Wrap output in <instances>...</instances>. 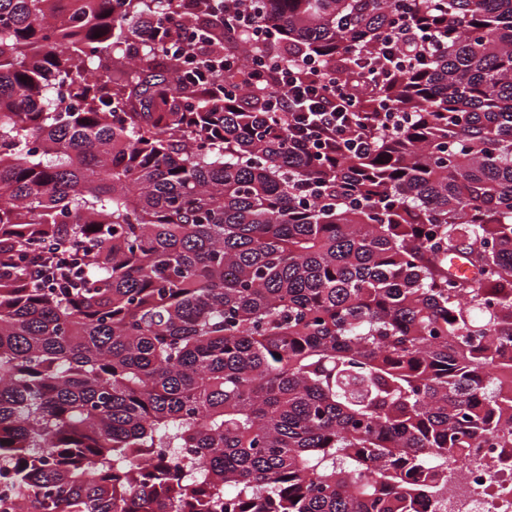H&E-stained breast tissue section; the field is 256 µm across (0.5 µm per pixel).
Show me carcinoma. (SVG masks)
Returning <instances> with one entry per match:
<instances>
[{
  "mask_svg": "<svg viewBox=\"0 0 512 512\" xmlns=\"http://www.w3.org/2000/svg\"><path fill=\"white\" fill-rule=\"evenodd\" d=\"M240 2L347 83L435 34L357 94L413 120L324 165L224 103L237 17L0 0V512H414L512 448V0Z\"/></svg>",
  "mask_w": 512,
  "mask_h": 512,
  "instance_id": "1",
  "label": "carcinoma"
}]
</instances>
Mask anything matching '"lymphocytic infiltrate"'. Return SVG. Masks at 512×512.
<instances>
[{
  "label": "lymphocytic infiltrate",
  "mask_w": 512,
  "mask_h": 512,
  "mask_svg": "<svg viewBox=\"0 0 512 512\" xmlns=\"http://www.w3.org/2000/svg\"><path fill=\"white\" fill-rule=\"evenodd\" d=\"M315 59L283 56L277 66L257 63L249 89L263 93L269 81L286 87L284 95L269 99L266 113L270 122L287 130L293 144L323 163H333L328 141H336L340 151L367 154L376 148L378 130L393 127L396 116L384 112H363L350 87L335 77L306 79L304 70L316 69Z\"/></svg>",
  "instance_id": "obj_1"
}]
</instances>
